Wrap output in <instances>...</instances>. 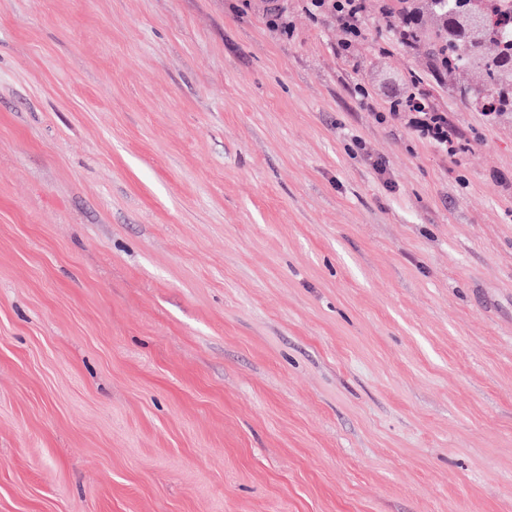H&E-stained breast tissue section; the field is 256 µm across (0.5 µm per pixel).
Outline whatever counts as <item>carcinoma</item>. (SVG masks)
I'll return each instance as SVG.
<instances>
[{
	"label": "carcinoma",
	"mask_w": 512,
	"mask_h": 512,
	"mask_svg": "<svg viewBox=\"0 0 512 512\" xmlns=\"http://www.w3.org/2000/svg\"><path fill=\"white\" fill-rule=\"evenodd\" d=\"M378 24L400 45L406 27L408 49L427 51L439 81L488 117L512 120V0H400L380 5ZM465 70L482 75L483 89L459 84Z\"/></svg>",
	"instance_id": "1"
}]
</instances>
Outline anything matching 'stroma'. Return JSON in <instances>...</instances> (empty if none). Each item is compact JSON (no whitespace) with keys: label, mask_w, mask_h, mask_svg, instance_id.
I'll return each mask as SVG.
<instances>
[{"label":"stroma","mask_w":512,"mask_h":512,"mask_svg":"<svg viewBox=\"0 0 512 512\" xmlns=\"http://www.w3.org/2000/svg\"><path fill=\"white\" fill-rule=\"evenodd\" d=\"M378 5L0 0V512H512V123ZM366 0H305L306 8L310 13L335 14L336 20L346 33L342 47L348 49L352 40L361 34V23L365 11ZM415 90H418L417 82L411 79L406 83L404 93L394 97L393 107L399 105L397 102ZM393 107L388 113L392 119H406L419 136L448 153V156H455L466 149L463 136L450 122L447 112L424 105L418 106L413 101H407L402 108L396 107L395 109Z\"/></svg>","instance_id":"1"}]
</instances>
